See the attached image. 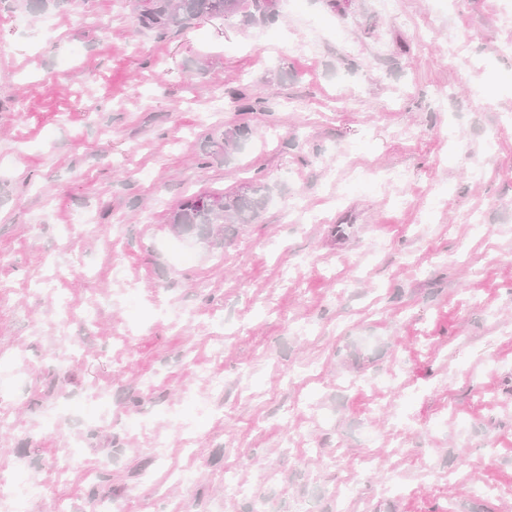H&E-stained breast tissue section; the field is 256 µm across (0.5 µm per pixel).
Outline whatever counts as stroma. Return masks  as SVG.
<instances>
[{"label":"stroma","instance_id":"obj_1","mask_svg":"<svg viewBox=\"0 0 512 512\" xmlns=\"http://www.w3.org/2000/svg\"><path fill=\"white\" fill-rule=\"evenodd\" d=\"M277 9L160 38L134 0H0V477L41 485L27 512L90 507L83 472L52 476L73 441L124 512H245L228 468L268 512L347 486L348 512H512V0ZM363 173L375 190H349ZM253 177L266 207L223 244L172 233L183 198ZM100 389L106 423L83 415ZM192 396L218 416L190 454ZM389 475L410 494L382 495Z\"/></svg>","mask_w":512,"mask_h":512}]
</instances>
